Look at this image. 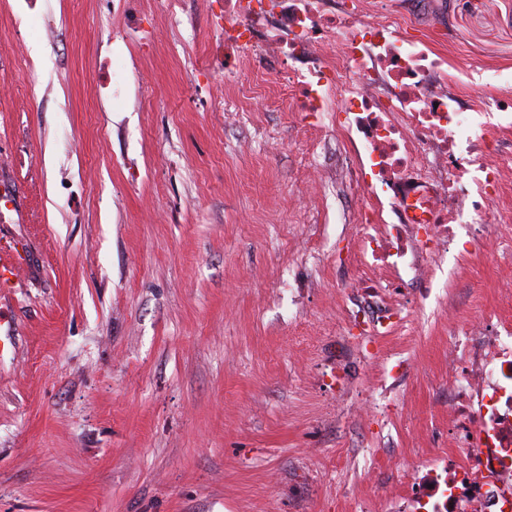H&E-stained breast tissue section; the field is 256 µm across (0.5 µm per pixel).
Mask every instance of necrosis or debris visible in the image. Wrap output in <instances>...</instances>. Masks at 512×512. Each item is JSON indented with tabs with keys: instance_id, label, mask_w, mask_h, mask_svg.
<instances>
[{
	"instance_id": "necrosis-or-debris-1",
	"label": "necrosis or debris",
	"mask_w": 512,
	"mask_h": 512,
	"mask_svg": "<svg viewBox=\"0 0 512 512\" xmlns=\"http://www.w3.org/2000/svg\"><path fill=\"white\" fill-rule=\"evenodd\" d=\"M397 17L369 20L359 0H224L214 25L224 32V66L205 65L185 78L237 82L244 59L262 55L279 66L251 73L241 95H266L271 106L299 108L316 124L347 132L352 174L367 189L358 213L370 272L350 282L353 294L381 303L351 323L378 338L406 324L402 269L432 281L428 257L447 250L493 261L480 242L490 227L488 204L501 189V161L482 136L488 123L448 92L444 58L420 41L397 37ZM339 48L335 61L316 52L322 38ZM433 235L420 240L418 225ZM448 481L442 512H512V317L487 309L482 329L448 346Z\"/></svg>"
}]
</instances>
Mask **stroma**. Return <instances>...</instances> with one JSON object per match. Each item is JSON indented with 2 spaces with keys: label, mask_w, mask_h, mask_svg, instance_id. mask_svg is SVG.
Listing matches in <instances>:
<instances>
[{
  "label": "stroma",
  "mask_w": 512,
  "mask_h": 512,
  "mask_svg": "<svg viewBox=\"0 0 512 512\" xmlns=\"http://www.w3.org/2000/svg\"><path fill=\"white\" fill-rule=\"evenodd\" d=\"M217 9L0 0V185L15 197L0 235L29 243L0 298L15 329L0 353V512H433L443 499L448 339L512 289V168L491 203L496 262L451 254L432 288L408 283L406 300H425L412 329L349 371L388 418L352 419L331 383L360 269L349 143L223 81L186 87L224 58ZM400 22L447 56L449 93L484 112L512 97V0H410ZM403 458L419 465L406 484Z\"/></svg>",
  "instance_id": "stroma-1"
}]
</instances>
